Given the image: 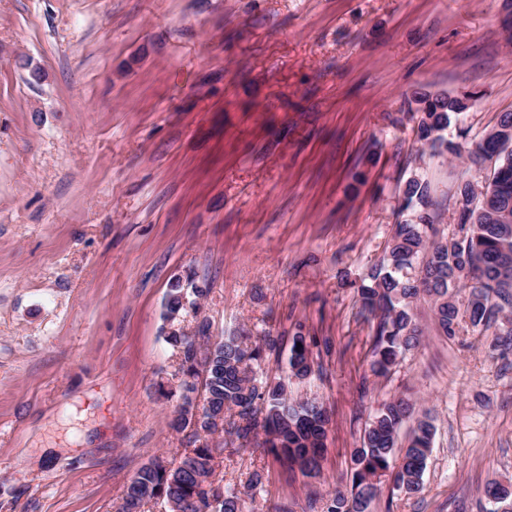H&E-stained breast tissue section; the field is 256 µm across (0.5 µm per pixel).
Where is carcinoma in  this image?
Wrapping results in <instances>:
<instances>
[{"mask_svg": "<svg viewBox=\"0 0 512 512\" xmlns=\"http://www.w3.org/2000/svg\"><path fill=\"white\" fill-rule=\"evenodd\" d=\"M472 95L463 97L422 94L413 98L417 134L432 157L461 154V145L445 132L451 115L469 108ZM471 163L495 160L491 179L479 184L465 180L453 187L448 207L441 208L430 182L414 176L406 180L400 212L406 217L393 225L384 256L361 279L356 291L361 313L372 322L370 370L388 376L399 360L420 343L422 329L414 303L426 298L433 306L437 330L453 336L460 324L476 336L492 335L490 351L500 356L512 352V112H504L484 131ZM456 225L452 237L440 239L436 225L444 219ZM469 289L466 300L458 299ZM207 288H186L171 281L167 312L189 315L187 306L200 309ZM210 323L197 324L195 333L177 330L166 341L180 351L195 347L209 350L211 366L204 381V400L214 413L235 412L228 434L241 444L237 451L255 445L279 461L298 466L316 479L321 474L330 415L316 397L297 399L288 391L292 379L304 381L314 374L311 347L317 339L297 328L291 338L286 377L260 382L253 367L277 349L279 338L267 333L247 345L242 337H223L224 345L209 346ZM179 396L198 391L193 362L179 365ZM413 412L406 397L379 404L366 425L360 447L350 454L348 483L320 505L321 512H370L383 484L412 495L421 491L431 452L434 425L418 421L405 445L398 443L401 425ZM205 444L185 450L168 461L156 457L144 465L126 487L118 512H141L144 501L159 499L170 512H243L244 500L237 483L214 487L215 453ZM484 497L502 512H512V482L494 480Z\"/></svg>", "mask_w": 512, "mask_h": 512, "instance_id": "carcinoma-1", "label": "carcinoma"}]
</instances>
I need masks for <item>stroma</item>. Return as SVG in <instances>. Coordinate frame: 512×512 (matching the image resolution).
Wrapping results in <instances>:
<instances>
[{
	"instance_id": "1",
	"label": "stroma",
	"mask_w": 512,
	"mask_h": 512,
	"mask_svg": "<svg viewBox=\"0 0 512 512\" xmlns=\"http://www.w3.org/2000/svg\"><path fill=\"white\" fill-rule=\"evenodd\" d=\"M504 0H0V512H116L171 422L170 282L209 288L210 332L329 341L291 387L332 411L323 477L225 447L216 478L265 482L249 512H310L371 415L405 396L436 427L420 494L374 512H487L512 480V354L424 335L369 371L353 288L405 181L443 199L463 172L421 157L408 102L476 94L474 148L512 111ZM448 128V138L456 129ZM484 497L494 504H499L496 512L512 511V482L506 483L494 480L489 482L483 490ZM509 509H511L509 511Z\"/></svg>"
}]
</instances>
